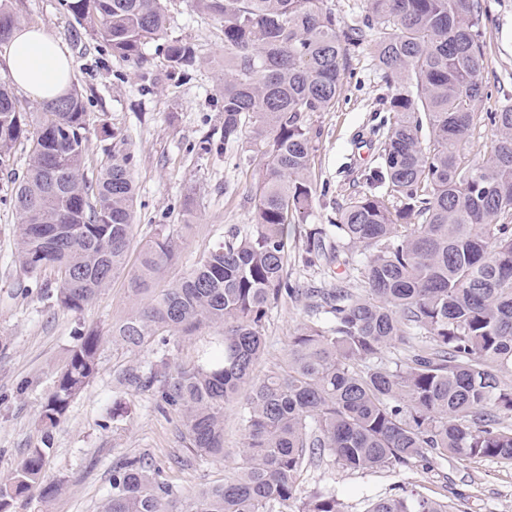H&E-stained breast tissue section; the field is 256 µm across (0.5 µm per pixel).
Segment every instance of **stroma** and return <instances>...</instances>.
Listing matches in <instances>:
<instances>
[{
	"label": "stroma",
	"mask_w": 512,
	"mask_h": 512,
	"mask_svg": "<svg viewBox=\"0 0 512 512\" xmlns=\"http://www.w3.org/2000/svg\"><path fill=\"white\" fill-rule=\"evenodd\" d=\"M166 5L174 35L192 43L197 54L194 69L179 81L166 78L156 41L146 43L143 63L125 61L67 13L60 0H13L20 23L42 27L73 62L72 82L88 112L87 175H95L106 159L110 142L104 130L123 134L135 156L132 250H139L156 225H170L178 234L181 257L166 267L156 283L160 289L182 279L232 235L252 231L251 188L264 164L262 152L244 141L204 157L196 153V142L224 118L219 96L224 32L211 16L195 11L190 0H166ZM481 31L486 94L478 109L495 112L512 104V0H485ZM148 71L153 74L149 80L144 77ZM390 95L369 51L356 47L335 106L306 116L313 202L309 213L288 227L285 269L294 292L274 305L263 324L265 350L254 367L257 376L277 368L307 320V289L358 283L359 251L339 234L336 218L349 197L360 192L362 171L377 160L391 117ZM10 191L9 178L0 173V481L29 449L42 444L40 412L74 344V329L95 328L107 337L97 374L71 402L46 453L44 479L60 485L59 494L46 503L36 496L16 501L12 512H99L111 490L113 468L130 459L159 470L186 504L202 487L235 477L244 439L238 405L224 411L223 459L195 460L175 415L158 411L152 392L122 381L136 367L160 371L194 363L203 350L216 347L217 329L200 328L165 347L127 346L112 335L113 325L132 307L120 276L83 312L59 308L54 271L43 270L42 287L32 288L19 266ZM314 228L326 244L324 256L315 260L306 252ZM326 486L335 488L346 512H366L372 500L412 489L449 502L459 512H512L510 461L452 457L362 472L327 457L306 468L300 494L306 497Z\"/></svg>",
	"instance_id": "1"
}]
</instances>
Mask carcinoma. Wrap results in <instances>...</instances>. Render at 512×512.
Returning <instances> with one entry per match:
<instances>
[{
	"instance_id": "obj_1",
	"label": "carcinoma",
	"mask_w": 512,
	"mask_h": 512,
	"mask_svg": "<svg viewBox=\"0 0 512 512\" xmlns=\"http://www.w3.org/2000/svg\"><path fill=\"white\" fill-rule=\"evenodd\" d=\"M224 29L219 139L263 149L254 187V230L234 235L159 293L152 282L179 253L159 224L127 264L134 237V154L112 139L98 174L85 173L82 94L22 107L0 79V171L10 174L17 260L30 276L51 267L58 306L80 313L124 275L136 309L112 330L129 345L167 346L203 325L222 329L218 349L161 374L131 372L173 411L181 438L203 459L224 458V408L240 401L244 466L201 490L186 509L149 464L112 473L100 512H343L336 490L299 497V479L328 455L353 470L396 469L453 456L512 461V105L476 112L485 94L481 0H368L358 25L341 26L323 0H191ZM121 59L138 62L148 39L164 41L171 74L196 63L194 46L172 34L165 0H61ZM19 23L0 0V45ZM370 50L391 89L393 112L365 190L339 212L340 233L360 252L361 286L311 294L312 319L288 346L284 367L262 378L263 321L285 293L286 226L312 203L310 112L341 94L350 48ZM491 127L486 158L472 150L478 124ZM29 142L22 173L16 146ZM104 336L79 328L41 412L43 446L31 448L0 483V512L43 483L44 447L70 403L90 384ZM398 352L389 361V349ZM366 512H453L410 493L376 499Z\"/></svg>"
}]
</instances>
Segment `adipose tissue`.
<instances>
[{
    "instance_id": "ef3b65f1",
    "label": "adipose tissue",
    "mask_w": 512,
    "mask_h": 512,
    "mask_svg": "<svg viewBox=\"0 0 512 512\" xmlns=\"http://www.w3.org/2000/svg\"><path fill=\"white\" fill-rule=\"evenodd\" d=\"M0 72L38 101L65 94L73 77L71 60L59 43L33 25L18 26L0 47Z\"/></svg>"
}]
</instances>
